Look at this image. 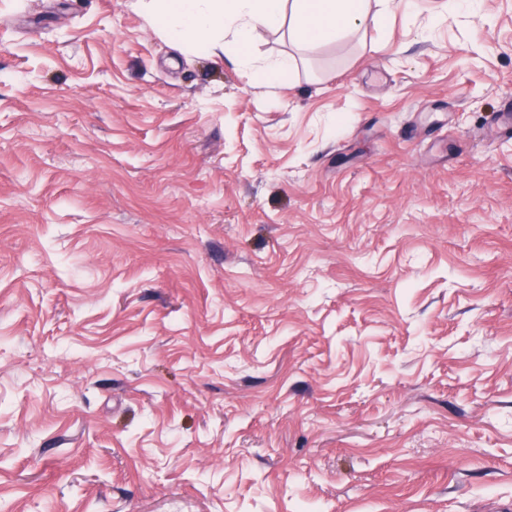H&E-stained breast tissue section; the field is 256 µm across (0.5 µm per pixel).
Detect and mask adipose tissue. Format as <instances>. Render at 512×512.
<instances>
[{
	"label": "adipose tissue",
	"mask_w": 512,
	"mask_h": 512,
	"mask_svg": "<svg viewBox=\"0 0 512 512\" xmlns=\"http://www.w3.org/2000/svg\"><path fill=\"white\" fill-rule=\"evenodd\" d=\"M135 7L163 39L210 56L238 51L257 83L277 87L293 75L296 58L259 62L241 53L258 29L284 27L294 45L319 46L359 32L370 0H136Z\"/></svg>",
	"instance_id": "adipose-tissue-1"
}]
</instances>
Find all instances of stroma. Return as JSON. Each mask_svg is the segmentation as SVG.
I'll list each match as a JSON object with an SVG mask.
<instances>
[{"mask_svg":"<svg viewBox=\"0 0 512 512\" xmlns=\"http://www.w3.org/2000/svg\"><path fill=\"white\" fill-rule=\"evenodd\" d=\"M134 0H0V512L512 507V0L292 82Z\"/></svg>","mask_w":512,"mask_h":512,"instance_id":"obj_1","label":"stroma"}]
</instances>
